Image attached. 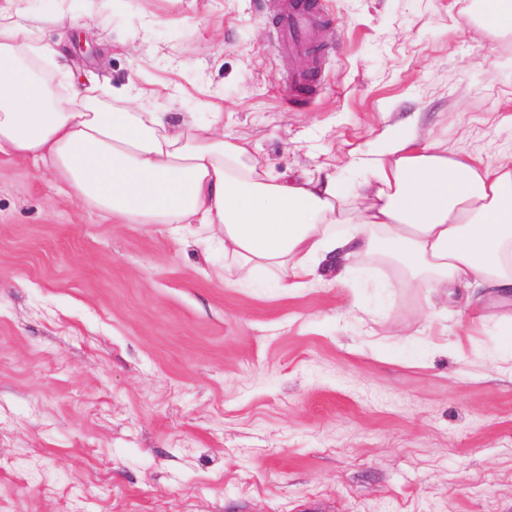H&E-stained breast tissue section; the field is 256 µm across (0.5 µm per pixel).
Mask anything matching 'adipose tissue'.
<instances>
[{
    "label": "adipose tissue",
    "mask_w": 512,
    "mask_h": 512,
    "mask_svg": "<svg viewBox=\"0 0 512 512\" xmlns=\"http://www.w3.org/2000/svg\"><path fill=\"white\" fill-rule=\"evenodd\" d=\"M29 0H0V154L43 164L71 200L125 224L197 228L224 253V280L267 279L290 294L345 285L364 261L390 264L402 282L469 303L484 290L512 348V158L489 166L416 121L388 127L351 154L360 175L261 170L223 113L201 123L136 112L46 66L53 47L28 23ZM493 36H512V0H472Z\"/></svg>",
    "instance_id": "adipose-tissue-1"
}]
</instances>
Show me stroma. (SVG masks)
I'll use <instances>...</instances> for the list:
<instances>
[{
	"label": "stroma",
	"mask_w": 512,
	"mask_h": 512,
	"mask_svg": "<svg viewBox=\"0 0 512 512\" xmlns=\"http://www.w3.org/2000/svg\"><path fill=\"white\" fill-rule=\"evenodd\" d=\"M285 55L279 0H67L59 65L216 111L267 170L343 168L418 116L512 155V38L470 0H318ZM311 73L306 90L290 76ZM200 234L79 206L0 156V512H512V376L485 302L399 284L230 286Z\"/></svg>",
	"instance_id": "1"
}]
</instances>
